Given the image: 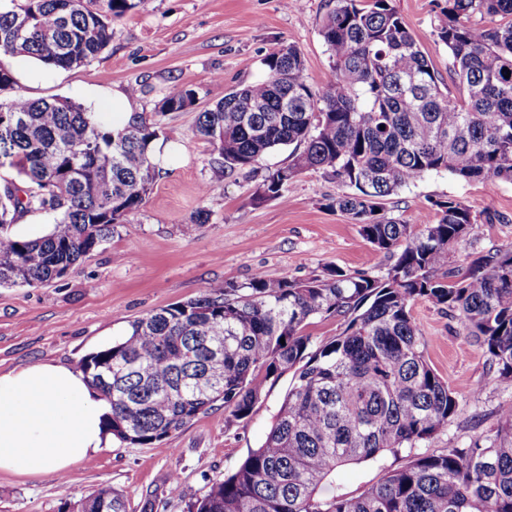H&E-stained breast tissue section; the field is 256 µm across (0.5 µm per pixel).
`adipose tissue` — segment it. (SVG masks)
I'll return each instance as SVG.
<instances>
[{
    "mask_svg": "<svg viewBox=\"0 0 512 512\" xmlns=\"http://www.w3.org/2000/svg\"><path fill=\"white\" fill-rule=\"evenodd\" d=\"M111 408L87 377L39 363L0 373V472L63 474L112 443Z\"/></svg>",
    "mask_w": 512,
    "mask_h": 512,
    "instance_id": "adipose-tissue-1",
    "label": "adipose tissue"
}]
</instances>
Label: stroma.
I'll return each mask as SVG.
<instances>
[{
	"label": "stroma",
	"mask_w": 512,
	"mask_h": 512,
	"mask_svg": "<svg viewBox=\"0 0 512 512\" xmlns=\"http://www.w3.org/2000/svg\"><path fill=\"white\" fill-rule=\"evenodd\" d=\"M453 97L464 94L449 72L450 54L436 36L446 21L445 0H389ZM328 0H300L286 10L280 0H142L112 26L107 49L71 70L49 69L0 54L15 71L16 90L32 99L67 97L93 112L112 109L113 91L135 89L132 111L157 122L168 144L166 162L141 209L114 225L111 238L59 279L40 287L0 288V372L43 362L79 368L91 352L125 336L131 321L158 308L199 296L224 282L244 283L258 272L305 279L335 267L382 276L390 260L335 209L341 187L309 170L288 183L280 199L257 201L268 170L286 165L289 148L265 155L254 167L225 176L219 156L195 135L199 112L239 85L267 78L264 58L295 46L309 83L321 91L333 73L320 30ZM189 87L196 103L158 113L159 102ZM209 194H202L203 186ZM464 202L477 222L451 257L466 275L475 252L512 244V181L464 182L429 174L385 197L388 215L409 224L434 215V202ZM205 223H194L197 211ZM413 315L425 356L460 400L457 416L418 452L438 454L478 435L494 434L498 409L512 389L494 379L486 358L447 310L427 300ZM291 383L268 381L251 414L233 418L215 405L180 430L146 447L113 441L91 462L65 475L17 476L0 472V512H61L102 487L122 493L128 512H186L215 480L231 473L249 449L259 447Z\"/></svg>",
	"instance_id": "stroma-1"
}]
</instances>
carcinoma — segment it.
Listing matches in <instances>:
<instances>
[{
  "label": "carcinoma",
  "instance_id": "carcinoma-1",
  "mask_svg": "<svg viewBox=\"0 0 512 512\" xmlns=\"http://www.w3.org/2000/svg\"><path fill=\"white\" fill-rule=\"evenodd\" d=\"M142 0H24L0 10V53L72 69L100 55L112 22ZM480 13L486 26L469 24ZM437 30L456 100L388 0H329L321 35L333 78L313 92L298 49L266 56L268 77L241 85L199 113L195 133L224 173L293 146L268 171L256 200L283 197L289 182L321 170L343 187L328 207L347 214L391 263L381 277L331 269L307 280L257 272L133 320L112 346L88 354L82 372L111 405L112 435L151 445L220 402L250 415L266 382L292 374L264 443L208 486L188 512H512V403L495 435L462 448L416 453L355 496L320 495L350 465L379 463L448 425L459 401L427 362L412 315L419 300L448 309L487 356L495 381L512 387V245L477 254L461 280L450 253L477 223L458 199L435 201L436 220L406 224L380 201L429 173L462 181H512V0H448ZM196 90L166 96L160 112L194 105ZM156 122L124 123L64 97H0V168L23 185H0V287H37L64 276L137 212L159 174L150 145ZM28 213L55 215L52 231L20 239ZM344 329L314 346V317ZM93 512H127L110 487Z\"/></svg>",
  "mask_w": 512,
  "mask_h": 512
}]
</instances>
